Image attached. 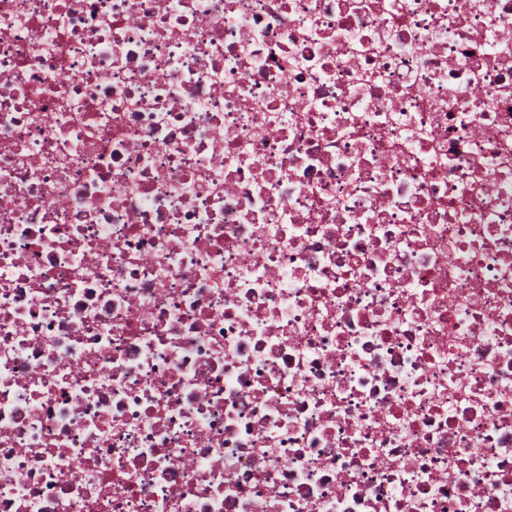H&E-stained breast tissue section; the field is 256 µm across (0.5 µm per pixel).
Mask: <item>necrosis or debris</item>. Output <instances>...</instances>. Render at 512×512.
Wrapping results in <instances>:
<instances>
[{"label": "necrosis or debris", "mask_w": 512, "mask_h": 512, "mask_svg": "<svg viewBox=\"0 0 512 512\" xmlns=\"http://www.w3.org/2000/svg\"><path fill=\"white\" fill-rule=\"evenodd\" d=\"M0 512H512V0H0Z\"/></svg>", "instance_id": "obj_1"}]
</instances>
